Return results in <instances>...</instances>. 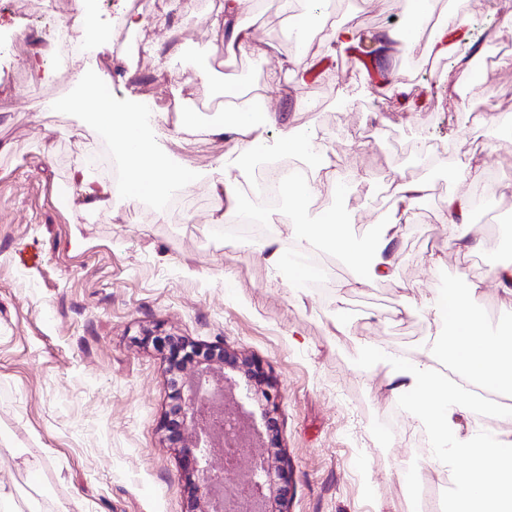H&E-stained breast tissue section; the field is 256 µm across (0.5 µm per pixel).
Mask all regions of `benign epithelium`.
<instances>
[{"instance_id": "7a95c632", "label": "benign epithelium", "mask_w": 512, "mask_h": 512, "mask_svg": "<svg viewBox=\"0 0 512 512\" xmlns=\"http://www.w3.org/2000/svg\"><path fill=\"white\" fill-rule=\"evenodd\" d=\"M208 358L196 368L182 372L171 364L169 371L181 377L179 387L172 396L168 419L164 425L166 439L181 449L188 459L190 470L199 477L195 486L197 512H267L271 487L272 468L283 462L280 451L265 450L252 459L242 477L240 500L231 499L223 490V476L210 467L211 448L224 446L225 463L232 465L243 447L241 422L224 418V402L237 401L235 383L224 373V367L247 370L250 363L245 358L224 350L222 346L210 347Z\"/></svg>"}]
</instances>
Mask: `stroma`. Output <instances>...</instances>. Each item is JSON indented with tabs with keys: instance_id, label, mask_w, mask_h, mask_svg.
Masks as SVG:
<instances>
[{
	"instance_id": "stroma-1",
	"label": "stroma",
	"mask_w": 512,
	"mask_h": 512,
	"mask_svg": "<svg viewBox=\"0 0 512 512\" xmlns=\"http://www.w3.org/2000/svg\"><path fill=\"white\" fill-rule=\"evenodd\" d=\"M338 2L340 21H356L368 35L405 24L406 0H390L386 10L377 0ZM45 3L42 15L30 17L18 0H0V34L14 45L0 52V482L24 493L37 486L47 512H191L192 483L163 430L170 355L147 342L179 336L203 348L223 344L249 360L251 398L226 412L246 410L261 431L259 448L282 450L287 512H408V443L417 426L390 394L391 367L368 363L365 345L422 354L448 333L426 299L472 283L481 286L486 333L512 320L496 274L472 264L495 249V224L470 218L463 246L439 219L448 195L463 190L473 155L499 174L496 207L512 211V136L486 124L481 111L490 98L512 112V34L495 32L512 0L460 4L466 40L495 57L485 80L454 56L430 60L426 29L414 43L393 42L379 67L398 79L395 95L377 93V80L362 68L270 87L269 62L250 56L252 86L282 117L250 166L210 134L218 114L198 110L224 85V50L209 35L217 7L187 13L167 0L126 39L74 48L63 76L53 34L74 0ZM244 14L254 42L274 45L282 58L295 55L293 23L278 0L259 12L245 5ZM36 58L46 59L47 76L34 71ZM204 58L207 84L193 79ZM83 73L110 88L113 106L155 100L142 121L172 163L197 172L188 192L198 218L159 213L113 188L102 208L83 207L75 177L108 140L86 111L60 106L80 97ZM302 99L312 108L300 109ZM194 111L197 127L181 128L179 113ZM287 132L315 135L342 179L272 220L274 230L287 219L316 224L339 213L355 240L371 243L394 211L395 177L426 185V206L413 207L393 241L392 278L369 282L365 270L341 261L335 291L302 290L289 265L263 260L261 244L214 234L206 220L211 171L221 163L247 179L276 157ZM421 140L443 153L441 165L420 166L413 149ZM356 279L363 287H353ZM341 312L353 322L349 331L336 327ZM30 465L40 468L33 482Z\"/></svg>"
}]
</instances>
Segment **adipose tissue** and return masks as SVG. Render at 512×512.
I'll return each instance as SVG.
<instances>
[{"label":"adipose tissue","mask_w":512,"mask_h":512,"mask_svg":"<svg viewBox=\"0 0 512 512\" xmlns=\"http://www.w3.org/2000/svg\"><path fill=\"white\" fill-rule=\"evenodd\" d=\"M240 5L241 0H224L221 15L211 23L213 40L228 53L253 41L252 26L243 17ZM294 25L306 29L305 49L317 55L335 54L338 48L356 40L358 34L357 27L329 25L310 13L295 16ZM64 106L86 108L101 128L113 133L112 145L126 161V188L130 194L159 196L169 189L191 185L192 172L168 164L157 151L136 104L118 111L111 103L85 97L65 101ZM279 119L275 112L250 113L235 106L230 118L215 125L213 132L223 136L229 151L248 156L263 152L260 132L276 127ZM288 231L295 253L321 243L372 277L383 278L392 273L389 238L380 237L370 248L362 246L336 215H327L319 224H292ZM478 293V286L473 284L463 292H439L427 302L436 318L448 320L452 326L440 348L449 356L454 375H447L428 357L404 358L372 344L367 347L370 361L391 365L392 395L408 405L440 445L450 434H456L460 421L469 418L474 409L464 379L475 380L492 393L512 392V329L497 336L480 332ZM452 453L464 460L465 467L457 476L451 512H512V441L500 439L495 447L488 448L484 443L458 437Z\"/></svg>","instance_id":"ef3b65f1"}]
</instances>
